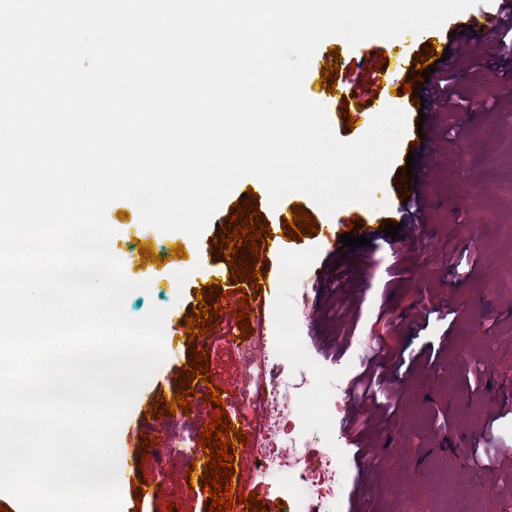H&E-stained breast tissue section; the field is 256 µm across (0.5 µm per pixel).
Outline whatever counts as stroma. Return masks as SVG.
<instances>
[{
  "instance_id": "obj_1",
  "label": "stroma",
  "mask_w": 512,
  "mask_h": 512,
  "mask_svg": "<svg viewBox=\"0 0 512 512\" xmlns=\"http://www.w3.org/2000/svg\"><path fill=\"white\" fill-rule=\"evenodd\" d=\"M422 40V35L407 32L354 46L330 36L320 43L310 69L335 64L339 78L363 80L382 64L403 83L410 79V61L424 50ZM489 52V44L470 37L457 45L455 107L435 113L428 131L434 151L420 166L419 200L428 219L408 228L406 237L371 240L338 264L325 248L336 223L344 219L401 223V150L374 191L373 205L350 203L329 214L302 192L286 195L276 208L268 194L257 200L267 222L276 221L279 209L298 204L319 226L318 233L303 236L291 250L270 259L275 280L265 303V335H276L283 321L296 319L305 360L317 365L320 385L339 395L366 367L370 350L381 347L390 355L395 372L389 397L399 409L369 442L384 473L369 498L371 512H512V495L503 492L500 472L477 469L468 447L502 402L512 403V83L499 84L497 98L486 100L483 108L471 106L493 78L484 66ZM256 184L253 177L240 179L196 240L143 225L131 201L117 200L106 209L113 246L132 257L127 278L150 285L126 298V313L140 318L154 305L166 310L165 359L137 393L117 446L137 448L149 436L169 454L162 460L150 454L142 461L140 476L155 489L150 502L137 503L132 485L120 483V512H166L171 502L177 505L175 512H206L209 492L199 485L188 488L181 451L198 447L202 422L211 421L216 412L200 400L176 420L159 406L162 398L175 396L189 364L187 343L207 350L229 422L251 437L269 418L263 402L244 411L236 406L241 393L255 392L257 382L237 338L235 313L242 304L229 289L230 263L212 249L233 204L244 203L247 188ZM143 245L152 247L156 260L139 257ZM178 247L185 257L175 256ZM290 261L306 269L304 279L294 284L285 275ZM322 266L328 278L318 286L312 273ZM212 281L226 291L228 305L216 330L190 338L184 320L193 312L197 291ZM442 299L458 308L456 325L434 313V304ZM429 346L442 348L439 363L407 372L406 364ZM482 358L491 360L493 368L484 385L467 388L460 378ZM347 416L340 403L326 420L297 407L283 418L285 429L309 440V466H317L322 453L335 454L339 492L332 512H350L347 494L357 477L354 449L342 432ZM235 461L234 484L257 493L268 512H298L300 504L286 476L259 472L247 447L237 448ZM280 502L285 505L281 511L276 508Z\"/></svg>"
}]
</instances>
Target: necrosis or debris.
<instances>
[{"label":"necrosis or debris","mask_w":512,"mask_h":512,"mask_svg":"<svg viewBox=\"0 0 512 512\" xmlns=\"http://www.w3.org/2000/svg\"><path fill=\"white\" fill-rule=\"evenodd\" d=\"M255 347L263 354L257 369V396L270 409L274 418L256 442L255 456L259 470L280 468L291 471L297 478L295 489L303 499L305 512H326L329 500L336 491V463L331 454H324L317 469H309L306 457L309 445L300 437H281L277 414L283 408L285 390H293L295 396L317 410H325L328 400L314 391L317 370L301 365L298 373L282 375L284 361L299 359L302 349L295 334L293 321H285L276 344H268L265 338H256Z\"/></svg>","instance_id":"necrosis-or-debris-1"}]
</instances>
